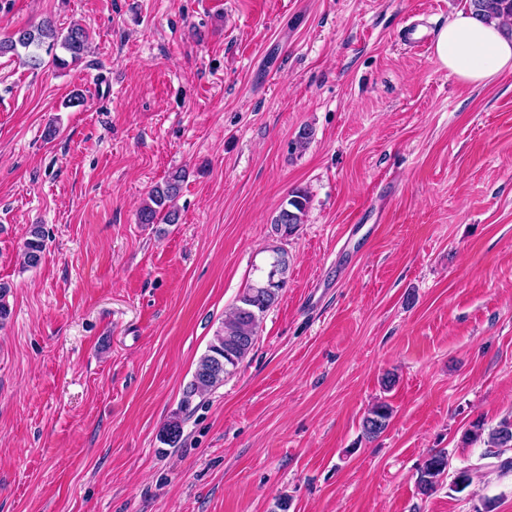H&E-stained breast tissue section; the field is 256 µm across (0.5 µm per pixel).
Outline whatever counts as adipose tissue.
<instances>
[{
	"instance_id": "ef3b65f1",
	"label": "adipose tissue",
	"mask_w": 512,
	"mask_h": 512,
	"mask_svg": "<svg viewBox=\"0 0 512 512\" xmlns=\"http://www.w3.org/2000/svg\"><path fill=\"white\" fill-rule=\"evenodd\" d=\"M435 55L450 75L479 84L512 71V37L504 33L501 24L483 21L466 7L439 32Z\"/></svg>"
}]
</instances>
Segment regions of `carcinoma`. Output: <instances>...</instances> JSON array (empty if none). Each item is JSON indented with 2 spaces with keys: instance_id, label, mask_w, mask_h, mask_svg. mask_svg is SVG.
<instances>
[{
  "instance_id": "carcinoma-1",
  "label": "carcinoma",
  "mask_w": 512,
  "mask_h": 512,
  "mask_svg": "<svg viewBox=\"0 0 512 512\" xmlns=\"http://www.w3.org/2000/svg\"><path fill=\"white\" fill-rule=\"evenodd\" d=\"M475 15L482 20L498 21L502 24L512 20V0H470ZM52 51L58 46L63 49L72 62L83 58L89 47V34L79 24L60 33L50 20L43 21L35 28H22L0 40V54H17L19 50H29L30 64L41 65L36 51L42 46ZM186 172L177 169L167 178L156 184L148 194V201L140 208L138 221L141 224H176L179 221V209L176 201L181 193ZM308 192L302 189L292 191L273 215L270 226L272 236L278 241L295 235L304 224L309 207ZM25 263L29 267L40 265L45 251V232L40 224H32L27 231L23 245ZM287 254L282 247L271 249L269 267H277L282 286H287L289 264L279 260ZM267 278L262 274L251 282L238 297L230 313L224 319L221 328L210 342L206 353L199 359L192 380L184 390L181 400V412H189L195 398L204 395L224 379L231 376L242 360L253 349L258 330L265 314L278 301L280 292L267 290L261 284ZM393 414L392 407L385 401L371 406L362 420V431L366 438L379 437L389 426ZM487 444L492 448H512V421L503 420L489 433ZM448 471V452L440 449L432 451L417 469V486L423 495L435 491ZM479 469L462 467L455 471L454 487L462 491L469 487Z\"/></svg>"
}]
</instances>
